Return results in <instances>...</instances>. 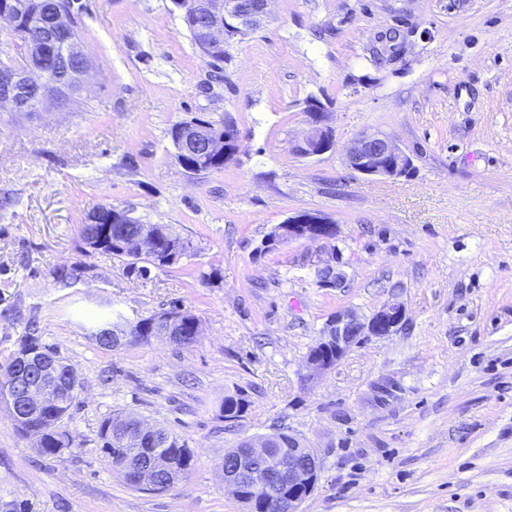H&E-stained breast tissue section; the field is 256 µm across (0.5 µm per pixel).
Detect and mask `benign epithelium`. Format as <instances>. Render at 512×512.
Here are the masks:
<instances>
[{"instance_id":"1","label":"benign epithelium","mask_w":512,"mask_h":512,"mask_svg":"<svg viewBox=\"0 0 512 512\" xmlns=\"http://www.w3.org/2000/svg\"><path fill=\"white\" fill-rule=\"evenodd\" d=\"M270 0H179L180 12L201 14L204 21L194 30L195 45L208 58L224 50L227 32L241 28L245 31L261 27L269 19ZM0 21L13 33L27 23L39 29V37L23 43L17 62L0 73V111L39 112L47 103L64 105L86 90L92 62L76 34L73 0H54L46 14L28 15L24 0H3L0 3ZM49 57L58 66L41 68L27 63L30 58ZM308 130L295 143V152L303 158L320 156L335 145L332 128L327 125V111L322 102L311 99L305 108ZM175 159L187 173H194V161L211 159L217 163L232 161L239 151V137L226 133L218 135L213 129L194 120L176 124L174 138ZM349 170L364 177L398 179L410 175L412 158L393 141L379 132H364L345 150ZM334 225L323 218L302 213L291 217L276 228L277 234L288 233V240H331ZM155 236L146 234L140 242L126 247L131 254L143 257L156 251ZM317 276L321 283L337 288L343 283V274L331 262H320ZM405 307L391 299L370 317L362 319L352 311L338 312L326 323L319 342L308 355L309 367L322 373L333 367L350 349L366 338H384L397 333L405 323ZM181 313L167 310L157 316L155 326L162 335L180 337ZM136 323L123 330L100 329L95 333L108 346H122ZM70 387L74 395L81 390L82 380L68 364L50 354L36 339L18 348L13 365L0 372V403L6 405L16 424L35 417L49 393L61 385ZM267 447L251 440L249 453L224 461V488L237 490L245 481L254 482L253 490H266L258 479L257 460L266 455ZM119 469L129 482L139 483L163 492L150 471L118 462ZM279 472L288 482V500L280 502L278 512H301L303 502L314 492L319 481L320 464L310 448H290L280 457Z\"/></svg>"}]
</instances>
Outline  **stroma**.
<instances>
[{
    "label": "stroma",
    "mask_w": 512,
    "mask_h": 512,
    "mask_svg": "<svg viewBox=\"0 0 512 512\" xmlns=\"http://www.w3.org/2000/svg\"><path fill=\"white\" fill-rule=\"evenodd\" d=\"M227 45L222 77L171 0H75L93 65L67 107L0 112V363L22 336L57 346L83 390L45 456L0 405V512H245L224 453L274 428L321 470L302 512H512V0H272ZM317 97L335 147L293 145ZM232 118L237 157L193 175L170 130ZM389 137L413 159L399 179L353 175L346 147ZM100 205L164 224L192 257L127 275L86 247ZM339 232L265 249L295 212ZM335 255L342 287L319 284ZM81 264L57 284L52 270ZM398 333L306 364L328 319L390 298ZM179 305L196 342L96 345L102 318ZM249 405L224 421L225 393ZM133 414L184 439L192 465L163 493L130 487L98 443Z\"/></svg>",
    "instance_id": "1"
}]
</instances>
